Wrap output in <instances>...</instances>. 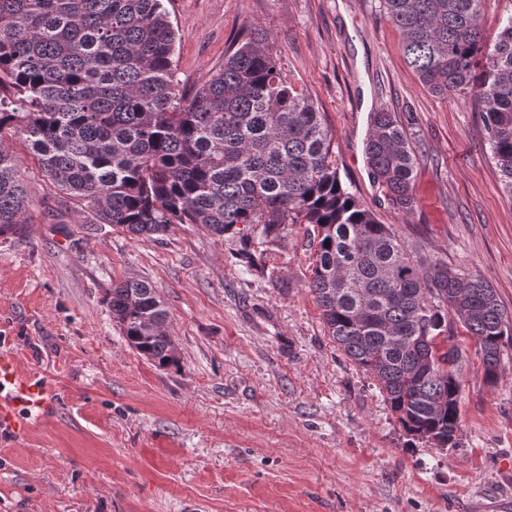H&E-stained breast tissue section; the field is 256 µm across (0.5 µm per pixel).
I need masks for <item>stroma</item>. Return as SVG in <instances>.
Returning a JSON list of instances; mask_svg holds the SVG:
<instances>
[{
	"label": "stroma",
	"instance_id": "obj_1",
	"mask_svg": "<svg viewBox=\"0 0 512 512\" xmlns=\"http://www.w3.org/2000/svg\"><path fill=\"white\" fill-rule=\"evenodd\" d=\"M192 90L257 28L333 133L343 184L421 257L484 278L512 312V202L471 98L436 96L404 62L379 0H163ZM395 113L419 155L416 206L394 209L368 175L371 112ZM23 236L0 237V346L47 380L50 417L0 429V512H512V349L495 386L473 342L459 447L410 448L371 378L327 335L308 290L304 225L285 229L273 278L232 236L194 224L137 238L87 224L20 138ZM150 282L175 365L131 348L106 295Z\"/></svg>",
	"mask_w": 512,
	"mask_h": 512
}]
</instances>
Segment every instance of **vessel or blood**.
I'll return each mask as SVG.
<instances>
[{"label":"vessel or blood","mask_w":512,"mask_h":512,"mask_svg":"<svg viewBox=\"0 0 512 512\" xmlns=\"http://www.w3.org/2000/svg\"><path fill=\"white\" fill-rule=\"evenodd\" d=\"M55 400L40 376L23 373L14 353L0 349V425L20 432L46 418Z\"/></svg>","instance_id":"b4317fda"}]
</instances>
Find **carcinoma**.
<instances>
[{"label": "carcinoma", "mask_w": 512, "mask_h": 512, "mask_svg": "<svg viewBox=\"0 0 512 512\" xmlns=\"http://www.w3.org/2000/svg\"><path fill=\"white\" fill-rule=\"evenodd\" d=\"M482 0H380L402 34L406 65L432 94H472L512 200V16L485 41ZM180 39L163 0H0V237L19 235L29 194L5 135L21 136L41 170L96 223L134 236L197 224L238 237V263L266 274L289 224L315 249L308 289L328 335L373 378L412 442L460 445L461 378L475 345L497 382L512 313L484 279L415 255L346 188L333 134L287 81L259 31L233 43L196 89H179ZM370 177L404 214L419 157L395 113L370 116ZM112 320L164 367L168 312L145 280L112 286Z\"/></svg>", "instance_id": "carcinoma-1"}]
</instances>
